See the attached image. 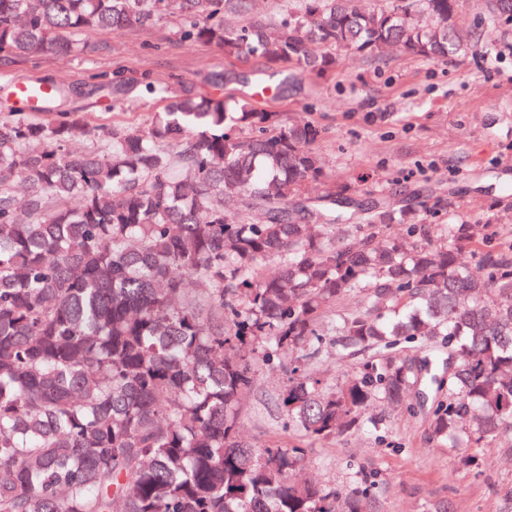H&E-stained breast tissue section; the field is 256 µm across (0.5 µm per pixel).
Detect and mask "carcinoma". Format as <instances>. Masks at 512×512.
Segmentation results:
<instances>
[{"label":"carcinoma","mask_w":512,"mask_h":512,"mask_svg":"<svg viewBox=\"0 0 512 512\" xmlns=\"http://www.w3.org/2000/svg\"><path fill=\"white\" fill-rule=\"evenodd\" d=\"M462 6L281 0L271 23L253 0H0V54L70 55L87 30L166 13L226 59L323 77L345 54L452 59L512 30V0H486L474 28ZM143 90L164 110L101 153L68 150L92 132L76 115L0 119V512H363L371 487L338 508L299 463L364 426L376 401L404 402L425 370L407 344L448 350L428 416L437 439L473 464L512 430V253L470 224L432 230L381 205L338 228L335 187L309 213L293 204L324 178L313 121L184 81ZM16 172L32 191L23 212ZM233 197L260 219L226 213ZM352 292L362 305L336 316ZM325 336L361 356L336 388L304 352ZM257 356L291 362L281 405L302 442L288 449L239 437Z\"/></svg>","instance_id":"cac0c4a2"}]
</instances>
